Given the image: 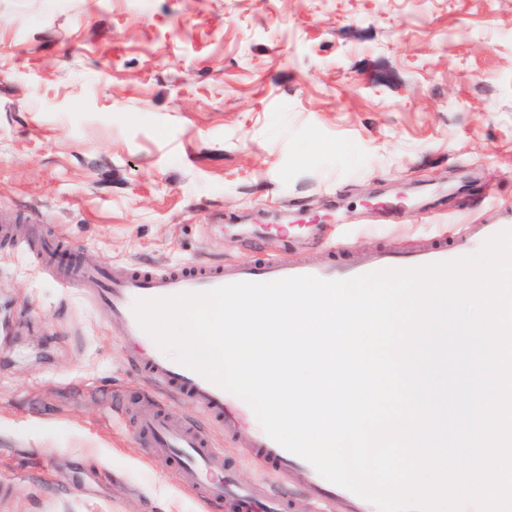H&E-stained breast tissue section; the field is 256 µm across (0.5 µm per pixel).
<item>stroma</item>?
Returning <instances> with one entry per match:
<instances>
[{"instance_id":"35a3bbf8","label":"stroma","mask_w":512,"mask_h":512,"mask_svg":"<svg viewBox=\"0 0 512 512\" xmlns=\"http://www.w3.org/2000/svg\"><path fill=\"white\" fill-rule=\"evenodd\" d=\"M396 193L415 198L384 209ZM512 208V0H0V224L91 264L397 249ZM116 326L0 239V512H222L116 417Z\"/></svg>"}]
</instances>
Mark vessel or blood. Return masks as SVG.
Masks as SVG:
<instances>
[{
    "label": "vessel or blood",
    "instance_id": "vessel-or-blood-1",
    "mask_svg": "<svg viewBox=\"0 0 512 512\" xmlns=\"http://www.w3.org/2000/svg\"><path fill=\"white\" fill-rule=\"evenodd\" d=\"M505 229H512V210L500 208L494 220L467 225L455 240L442 233L402 250L330 246L317 261L284 259L263 251L221 265L199 261L165 268L88 265L61 261L65 247L57 241L46 244L39 259L62 287L76 289L110 322L119 324L125 348L145 382L197 410V417L180 418L161 405H145L133 398L125 399L120 408L121 418L134 428L149 455L175 465L183 488L223 504L224 512H296L288 487L300 481L311 512H368L367 499L327 480L308 461L270 438L243 399L163 353L140 327L133 303L243 281L302 275L342 280L387 268H413L455 259L463 249L481 247L488 237ZM210 427L223 431L235 449L232 457L214 448L206 433ZM245 467L256 470L252 482L239 479Z\"/></svg>",
    "mask_w": 512,
    "mask_h": 512
}]
</instances>
